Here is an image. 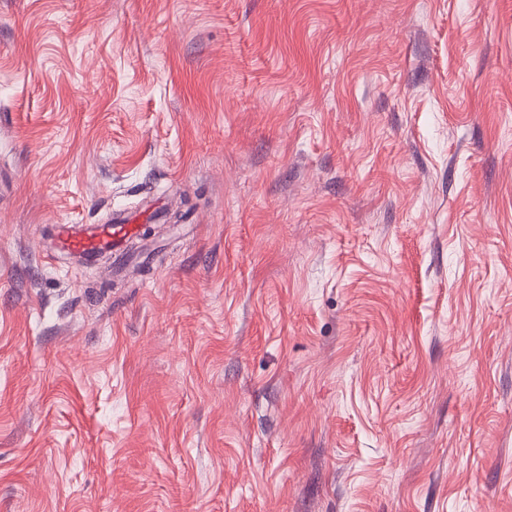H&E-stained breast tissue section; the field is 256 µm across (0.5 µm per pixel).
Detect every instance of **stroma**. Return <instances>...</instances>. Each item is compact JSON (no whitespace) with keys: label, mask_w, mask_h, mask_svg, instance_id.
Returning <instances> with one entry per match:
<instances>
[{"label":"stroma","mask_w":512,"mask_h":512,"mask_svg":"<svg viewBox=\"0 0 512 512\" xmlns=\"http://www.w3.org/2000/svg\"><path fill=\"white\" fill-rule=\"evenodd\" d=\"M0 512H512V0H0ZM138 227L131 220L114 224H59L56 247L85 259L110 251L118 259L123 242L134 236Z\"/></svg>","instance_id":"obj_1"}]
</instances>
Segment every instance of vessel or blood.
Listing matches in <instances>:
<instances>
[{
  "label": "vessel or blood",
  "mask_w": 512,
  "mask_h": 512,
  "mask_svg": "<svg viewBox=\"0 0 512 512\" xmlns=\"http://www.w3.org/2000/svg\"><path fill=\"white\" fill-rule=\"evenodd\" d=\"M132 222L114 224H63L57 233V246L63 251L88 259L103 251L119 252L123 242L134 236Z\"/></svg>",
  "instance_id": "1"
}]
</instances>
